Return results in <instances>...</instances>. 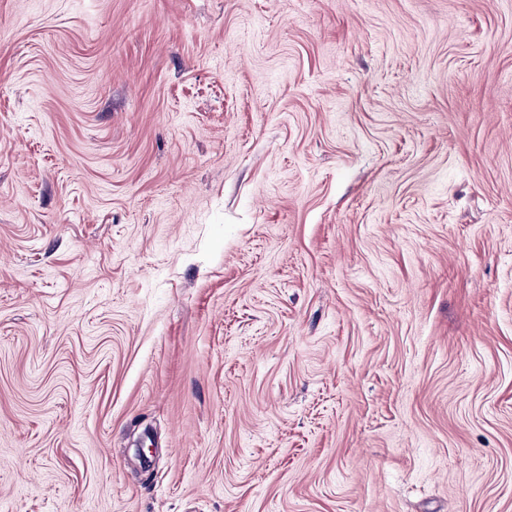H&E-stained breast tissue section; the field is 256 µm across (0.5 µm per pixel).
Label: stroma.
Segmentation results:
<instances>
[{"mask_svg": "<svg viewBox=\"0 0 512 512\" xmlns=\"http://www.w3.org/2000/svg\"><path fill=\"white\" fill-rule=\"evenodd\" d=\"M0 512H512V0H0Z\"/></svg>", "mask_w": 512, "mask_h": 512, "instance_id": "1", "label": "stroma"}]
</instances>
